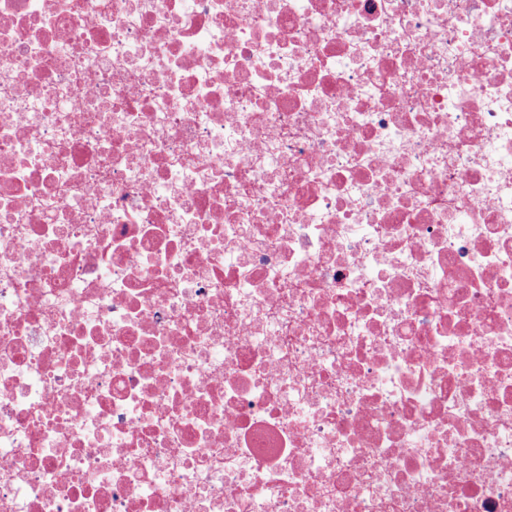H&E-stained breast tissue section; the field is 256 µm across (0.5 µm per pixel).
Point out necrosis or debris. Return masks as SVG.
Instances as JSON below:
<instances>
[{
    "instance_id": "1",
    "label": "necrosis or debris",
    "mask_w": 512,
    "mask_h": 512,
    "mask_svg": "<svg viewBox=\"0 0 512 512\" xmlns=\"http://www.w3.org/2000/svg\"><path fill=\"white\" fill-rule=\"evenodd\" d=\"M0 512H512V0H0Z\"/></svg>"
}]
</instances>
